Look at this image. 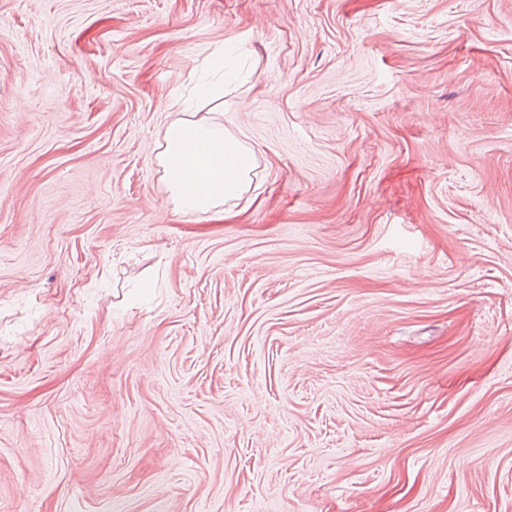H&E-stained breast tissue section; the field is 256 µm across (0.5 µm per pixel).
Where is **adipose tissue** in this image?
Listing matches in <instances>:
<instances>
[{"label": "adipose tissue", "instance_id": "ef3b65f1", "mask_svg": "<svg viewBox=\"0 0 512 512\" xmlns=\"http://www.w3.org/2000/svg\"><path fill=\"white\" fill-rule=\"evenodd\" d=\"M157 159L175 206L212 218L249 190L257 167L244 141L201 117L171 122Z\"/></svg>", "mask_w": 512, "mask_h": 512}]
</instances>
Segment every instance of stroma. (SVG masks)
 <instances>
[{"label":"stroma","mask_w":512,"mask_h":512,"mask_svg":"<svg viewBox=\"0 0 512 512\" xmlns=\"http://www.w3.org/2000/svg\"><path fill=\"white\" fill-rule=\"evenodd\" d=\"M0 512H512V0H0ZM159 147V172L172 202L184 212L210 218L231 212L225 205L249 190L257 168L244 141L201 117L171 122Z\"/></svg>","instance_id":"35a3bbf8"}]
</instances>
